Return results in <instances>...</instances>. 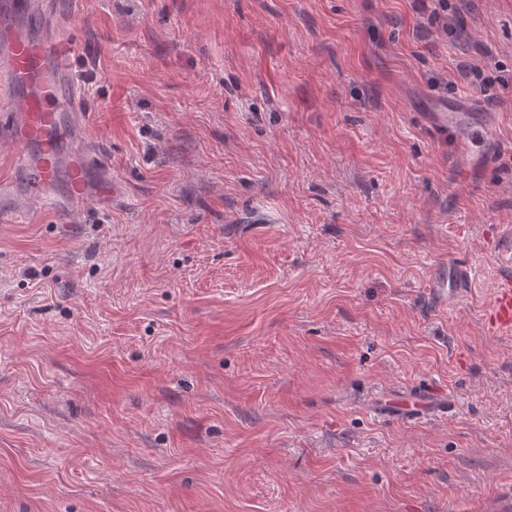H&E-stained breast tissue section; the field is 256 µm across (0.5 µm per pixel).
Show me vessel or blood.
<instances>
[{
	"label": "vessel or blood",
	"mask_w": 512,
	"mask_h": 512,
	"mask_svg": "<svg viewBox=\"0 0 512 512\" xmlns=\"http://www.w3.org/2000/svg\"><path fill=\"white\" fill-rule=\"evenodd\" d=\"M0 76L23 88V97L0 114V128L8 127L9 139L19 145L18 160L33 173V189L40 196L53 194L57 184H64L61 200L68 212L82 210L92 200H103V193L93 192L88 181L99 158L88 152L62 155L61 143L68 126L64 113L79 116L82 104L81 83L70 67L74 44L70 38L32 41L15 34L10 23L0 24ZM470 107L458 101L428 113L431 126L444 135H455L466 121ZM470 282L468 269L449 262L446 273L434 276L430 291L443 304L456 303L466 293ZM488 327L495 332H512V275L501 276L495 283L486 314ZM446 398L416 397L412 402L397 403V410L409 418L440 411Z\"/></svg>",
	"instance_id": "obj_1"
}]
</instances>
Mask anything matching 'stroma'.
Returning a JSON list of instances; mask_svg holds the SVG:
<instances>
[{"instance_id":"35a3bbf8","label":"stroma","mask_w":512,"mask_h":512,"mask_svg":"<svg viewBox=\"0 0 512 512\" xmlns=\"http://www.w3.org/2000/svg\"><path fill=\"white\" fill-rule=\"evenodd\" d=\"M62 29L72 145L117 191L61 212L0 145V512H494L512 0H56L22 27ZM451 98L503 143L484 167L474 133L481 174L426 119ZM452 260L472 285L441 306ZM432 392L447 415L387 406ZM486 321L493 332L506 334L512 332V275L510 273L496 281Z\"/></svg>"}]
</instances>
